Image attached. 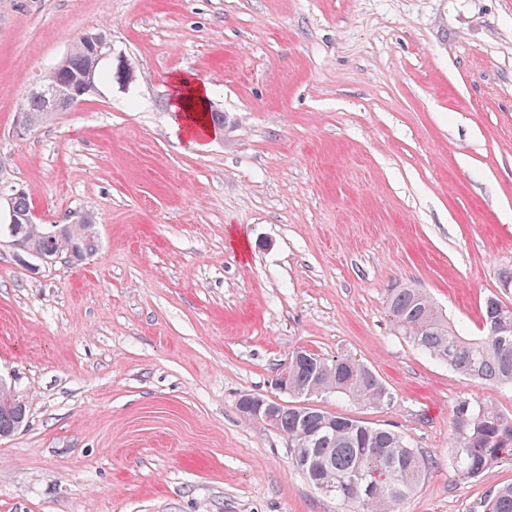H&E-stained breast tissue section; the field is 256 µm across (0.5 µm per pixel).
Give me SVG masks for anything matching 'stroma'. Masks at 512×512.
<instances>
[{"instance_id":"stroma-1","label":"stroma","mask_w":512,"mask_h":512,"mask_svg":"<svg viewBox=\"0 0 512 512\" xmlns=\"http://www.w3.org/2000/svg\"><path fill=\"white\" fill-rule=\"evenodd\" d=\"M131 75L28 135L22 101L82 33ZM224 128L174 131L171 81ZM41 224L86 213L96 252L32 270L0 243V512H349L289 463L240 394L293 350L351 354L391 393L323 408L393 429L429 472L399 512H482L512 458L465 479L453 408L512 415V386L396 335L422 289L466 335L512 303V0H0V193ZM80 40L95 55V64L103 60L112 63V42L104 32H87ZM211 89L207 84L191 79L185 75L174 76L172 80V112H179L183 123H179L178 132L190 138L191 143L199 148L206 146V140L215 137L214 129L224 128L223 112L211 109L210 121L213 128L203 125L202 112L208 108ZM197 127H201L205 135H199ZM26 405L16 394H0V437L7 436L23 424Z\"/></svg>"}]
</instances>
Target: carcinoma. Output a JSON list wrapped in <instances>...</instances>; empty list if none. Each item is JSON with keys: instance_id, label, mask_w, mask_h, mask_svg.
<instances>
[{"instance_id": "carcinoma-1", "label": "carcinoma", "mask_w": 512, "mask_h": 512, "mask_svg": "<svg viewBox=\"0 0 512 512\" xmlns=\"http://www.w3.org/2000/svg\"><path fill=\"white\" fill-rule=\"evenodd\" d=\"M93 59L80 43L70 51L68 68L80 74ZM20 111L36 126L54 117L50 105L31 93ZM15 237L37 251H55L61 257L70 246L85 256L98 247L96 236L82 224H0V237ZM393 330L418 350L448 365L463 377L495 385H512V305L497 297L486 300L482 334L462 335L442 310L417 288H396L388 298ZM288 386L302 396H336L373 407L390 401L379 375L351 355L327 359L319 354L291 365ZM458 436L450 460L465 478L485 474L501 457L512 453V417L493 404L462 399L455 405ZM26 405L19 396L0 394V437L23 424ZM271 425L288 437L289 458L322 494L342 503H355L360 512H397L429 471V461L408 439L392 430L335 413L315 404L309 407L276 406ZM356 476L368 488L361 498L350 496L348 479ZM483 512H512V484L493 490Z\"/></svg>"}]
</instances>
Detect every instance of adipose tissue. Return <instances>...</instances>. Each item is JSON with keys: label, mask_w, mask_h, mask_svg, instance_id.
<instances>
[{"label": "adipose tissue", "mask_w": 512, "mask_h": 512, "mask_svg": "<svg viewBox=\"0 0 512 512\" xmlns=\"http://www.w3.org/2000/svg\"><path fill=\"white\" fill-rule=\"evenodd\" d=\"M210 98L211 90L207 84L184 75L174 76L171 109L178 112L182 119L178 130L199 148L205 147L207 139L215 135L213 128L203 127L201 120Z\"/></svg>", "instance_id": "1"}]
</instances>
